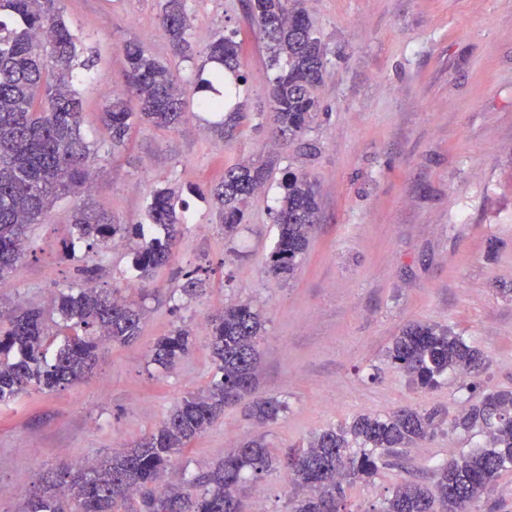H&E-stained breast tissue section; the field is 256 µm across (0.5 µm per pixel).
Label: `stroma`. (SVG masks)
I'll list each match as a JSON object with an SVG mask.
<instances>
[{"label":"stroma","mask_w":512,"mask_h":512,"mask_svg":"<svg viewBox=\"0 0 512 512\" xmlns=\"http://www.w3.org/2000/svg\"><path fill=\"white\" fill-rule=\"evenodd\" d=\"M161 0H62L65 20L95 58L76 83L82 129L100 137V114L125 80L121 48L135 40L179 79L219 36L238 31L248 82L235 136L217 138L206 112H188L178 131L136 127L127 146L97 161L87 201L118 224L141 221L163 186L206 189L241 157L274 158L272 180L306 170L320 195L319 220L294 279L269 274L276 239L273 191L258 193L234 241L207 203L188 196L194 219L170 266L149 282L139 339L105 347L88 380L0 404V512H22L24 474L66 460L85 463L139 440L189 392L204 389L214 364L208 317L227 303L252 302L265 320L255 393L288 405L274 423L246 417L247 400L184 449L188 475L222 461L243 438L264 434L272 453L306 445L315 433L362 414L402 407L434 413L437 429L401 449L398 463L345 487L344 512L382 507L398 485L432 484L437 466L479 439L452 420L490 392L512 389V0H305L329 49L316 90L320 110L304 138L317 152L272 135L271 71L264 41L241 0H188L195 58H174L159 29ZM72 203L57 202L28 230L31 250L18 274L0 281V310L46 307L79 284L76 266L98 269L95 284L119 282L126 248L79 250L65 259ZM214 269L199 299L175 296L185 273ZM194 330L189 353L166 373L149 349L178 322ZM413 322L437 323L483 354L477 375L418 389L387 350ZM281 472L248 482L242 512H288Z\"/></svg>","instance_id":"1"}]
</instances>
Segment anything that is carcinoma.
Wrapping results in <instances>:
<instances>
[{
	"mask_svg": "<svg viewBox=\"0 0 512 512\" xmlns=\"http://www.w3.org/2000/svg\"><path fill=\"white\" fill-rule=\"evenodd\" d=\"M61 0H0V281L16 272L28 250L27 231L43 224L50 208L64 197L79 198L92 187V164L106 146L123 148L141 124L175 130L190 101L214 117L219 135L243 119L239 105L246 82L240 70L242 41L237 33L213 41L192 85L178 81L170 67L148 47L129 41L123 52L126 82L101 112L102 143L81 132L83 101L75 88L76 71L94 67L82 57V40L67 25ZM187 0H163L159 27L173 54L192 58L191 18ZM276 69L268 88L270 118L279 136L298 139L319 109L314 96L328 63V48L309 23L304 0H246ZM208 76H203L206 65ZM274 161L238 159L224 167V179L202 191L215 210L224 238L232 239L245 223L249 200L265 188ZM272 209L277 239L267 269L293 277L316 224L318 191L305 173L287 171L278 183ZM187 209L170 187L153 191L144 224H115L85 202L71 216L67 254L76 247L109 246L119 239L132 255L123 279L149 274L172 263ZM85 284L61 290L52 300L53 325L39 308L0 310V403L33 389L51 393L78 384L92 373L98 350L125 345L141 335L143 302L130 300L123 288L91 285L95 270L78 268ZM211 278L186 273L180 288L200 298ZM210 349L215 376L192 392L134 446L114 448L74 470L63 465L36 474L24 512H240L246 480L280 470L288 476L289 512H339L343 484L376 476L396 448L426 438L437 428L435 417L411 408L388 415H363L352 423L323 430L304 448L273 455L265 436L254 435L210 470L186 478L178 458L224 413V406L250 393L255 385L261 311L249 301L224 305L211 316ZM192 329L186 323L158 338L150 361L165 372L189 351ZM392 365L423 389H433L453 372L469 375L482 364L479 350L438 324H410L388 350ZM286 405L278 399L254 402L249 417L257 424L276 421ZM453 428L477 431L487 444L460 453L435 473V489L411 480L395 489L380 512H447L448 500L461 512H473L475 500L512 468V392L490 393L453 422Z\"/></svg>",
	"mask_w": 512,
	"mask_h": 512,
	"instance_id": "carcinoma-1",
	"label": "carcinoma"
}]
</instances>
